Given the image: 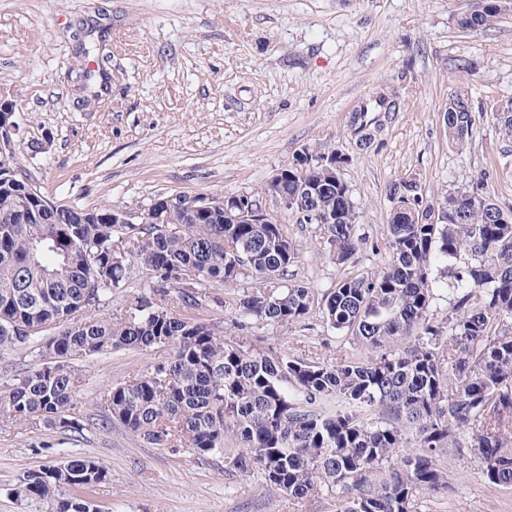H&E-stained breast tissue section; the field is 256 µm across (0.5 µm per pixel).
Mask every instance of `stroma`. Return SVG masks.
<instances>
[{"mask_svg": "<svg viewBox=\"0 0 512 512\" xmlns=\"http://www.w3.org/2000/svg\"><path fill=\"white\" fill-rule=\"evenodd\" d=\"M475 0H0V95L16 101L15 160L57 205L140 207L154 196H224L260 191L305 153L336 148L361 210L362 243L345 266L331 262L316 225L283 216L298 248L286 283L315 292L343 275L378 269L389 187L417 179L429 199L478 188L512 212V139L488 114L462 150L448 142L449 98H512V10L490 28L461 29ZM108 33L112 80L79 105L68 79L78 62L79 20ZM469 60V71L454 67ZM399 90L401 112L382 118L374 145L359 149L350 116L382 88ZM211 288L182 317L224 337L260 340L291 357L336 358V334L311 314L248 331L234 326V301L254 287ZM172 348L119 350L80 362L84 385L73 414L83 429L0 422V512H39L17 501L27 472L73 456L107 471L91 499L101 512H336L326 489L304 498L274 495L254 477L226 469L220 454L145 444L121 425L96 426L99 395L168 360ZM448 491L423 494L418 512H512V487L489 483L468 452L444 458Z\"/></svg>", "mask_w": 512, "mask_h": 512, "instance_id": "stroma-1", "label": "stroma"}]
</instances>
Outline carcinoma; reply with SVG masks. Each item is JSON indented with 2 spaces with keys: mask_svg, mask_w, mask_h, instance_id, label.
<instances>
[{
  "mask_svg": "<svg viewBox=\"0 0 512 512\" xmlns=\"http://www.w3.org/2000/svg\"><path fill=\"white\" fill-rule=\"evenodd\" d=\"M500 0H480L457 18L479 31L501 15ZM111 56L83 47L70 78L89 88L108 79ZM448 142L473 138L469 100L454 97ZM290 197L312 192V223L329 258L346 264L362 242L340 167H285ZM28 184L0 166V351L23 346L41 363L0 386V418L28 428L78 431L70 417L82 375L76 362L116 350L174 349L169 360L117 382L100 395L101 426L118 422L149 445L174 440L259 474L275 494L303 498L321 486L336 512H414L422 493L448 491L447 448H465L497 486H512V213L473 203L463 191L433 203L447 221L421 223L390 211L385 257L366 276H342L321 296L301 283L269 288L298 249L281 224H226L208 213H144L140 224H110V207L25 204ZM237 243L240 256L224 251ZM152 271L150 291L133 293L129 311L105 312L129 282L133 263ZM451 280L448 312L433 271ZM263 285L235 299L237 328L249 321L301 322L319 311L355 354L334 362L276 355L191 322L180 307L200 305L202 290ZM23 476L15 496L46 512H84L87 492L108 472L89 457Z\"/></svg>",
  "mask_w": 512,
  "mask_h": 512,
  "instance_id": "1",
  "label": "carcinoma"
}]
</instances>
